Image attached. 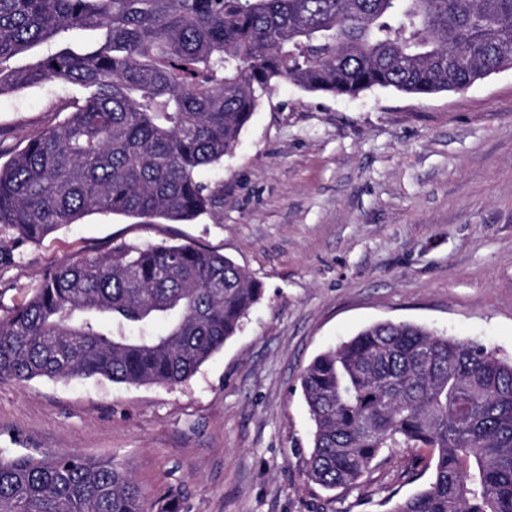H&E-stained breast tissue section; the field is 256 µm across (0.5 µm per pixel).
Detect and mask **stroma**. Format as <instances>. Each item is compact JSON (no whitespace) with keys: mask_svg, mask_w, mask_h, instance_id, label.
Here are the masks:
<instances>
[{"mask_svg":"<svg viewBox=\"0 0 512 512\" xmlns=\"http://www.w3.org/2000/svg\"><path fill=\"white\" fill-rule=\"evenodd\" d=\"M54 86L0 96V163L53 124ZM220 204L190 223L91 215L0 266V316L48 267L120 244L211 249L264 296L186 382L0 379V454L113 462L175 512H393L429 473L384 450L352 488L309 481L300 377L383 321L478 342L512 360V69L424 97L309 94L280 83L223 162Z\"/></svg>","mask_w":512,"mask_h":512,"instance_id":"1","label":"stroma"}]
</instances>
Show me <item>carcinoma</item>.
<instances>
[{"mask_svg": "<svg viewBox=\"0 0 512 512\" xmlns=\"http://www.w3.org/2000/svg\"><path fill=\"white\" fill-rule=\"evenodd\" d=\"M512 68V0H0V96L53 85L63 117L0 164V265L93 214L186 222L280 82L425 96ZM263 288L189 244H123L46 273L0 317V378L182 383ZM300 385L308 479L361 480L426 448L428 484L393 512H512V361L405 322L317 355ZM111 462L0 455V512H169Z\"/></svg>", "mask_w": 512, "mask_h": 512, "instance_id": "obj_1", "label": "carcinoma"}]
</instances>
